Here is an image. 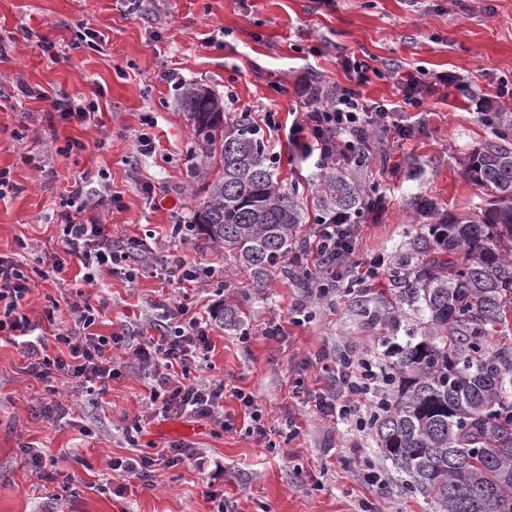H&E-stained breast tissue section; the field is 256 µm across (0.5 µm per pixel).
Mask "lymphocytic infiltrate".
<instances>
[{"label":"lymphocytic infiltrate","instance_id":"1","mask_svg":"<svg viewBox=\"0 0 512 512\" xmlns=\"http://www.w3.org/2000/svg\"><path fill=\"white\" fill-rule=\"evenodd\" d=\"M350 75L347 85L337 87L331 101L324 106L308 105L294 112L290 126H283L278 112L268 110L262 122L270 133L287 130V138L305 159L322 168L339 162L351 149L371 151V134L382 128L400 135H409V128L397 121V107L388 101L364 97L362 86L367 82L369 65L358 59L347 60ZM358 220H346L344 215L318 216L307 250L314 258L313 267L321 292L341 282L343 272L350 267L357 241ZM64 251L79 258L86 284H94V273L102 267L112 273L133 277L135 254L130 245L113 240L105 225L97 219H82L65 214L61 228ZM31 278L26 268L13 259L0 255V334L10 336L28 362L30 375L41 378L57 372L75 380L79 388L105 394L112 377L117 374L112 365L113 350L122 348L121 334L97 336L90 328L96 321L91 305L75 306L74 324L62 341L65 354L50 355L46 343L36 333V327L19 308L32 293ZM182 322L163 329L159 340H148L135 349L134 355L151 364L158 373L157 387L150 393L159 404L160 414L214 417L223 412L225 397L239 401L249 413V432L258 440L268 437L262 413L252 394L223 381L197 379L209 352L208 322L192 313L187 305H178ZM386 376L377 356L365 353L359 357H343L336 364V390L350 395L351 404L334 406L327 398L315 400L319 413L339 410L352 417L357 426H365L368 410L381 408L385 402Z\"/></svg>","mask_w":512,"mask_h":512}]
</instances>
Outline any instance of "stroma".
Segmentation results:
<instances>
[{
  "label": "stroma",
  "instance_id": "1",
  "mask_svg": "<svg viewBox=\"0 0 512 512\" xmlns=\"http://www.w3.org/2000/svg\"><path fill=\"white\" fill-rule=\"evenodd\" d=\"M350 56L375 70L362 87L368 99L401 100L390 63L432 89L421 109L404 113L415 135L383 139L386 159L352 170L360 183L388 190L385 209L359 227L351 258L379 261L371 287L310 299L306 261L286 260L258 278L198 232L183 251L215 267L211 285H168L161 264L170 226L194 223L205 198L202 161L179 105L183 86L197 83L220 97L233 88L238 101L225 104L226 116L243 105L257 121L265 110L310 104L314 87L345 84ZM502 80L512 82V0H0V169L17 185L0 198V254L36 270L62 253L59 225L78 181L89 206L122 191L123 208L97 215L113 238L146 242L134 280L105 269L96 287H86L79 260L69 256L58 281L36 280L23 308L53 355L65 349L59 337L79 292L96 314L92 333H124L127 349L115 355L119 374L104 397L62 376L36 379L20 350L0 340V512H215L214 491L228 512H356L364 499L376 512H437L406 491L405 475L380 452L372 429L318 413L295 397L293 379L303 375L310 390L327 391L336 353L383 352L396 306L388 273L435 221L414 210L416 199L443 212L486 207L490 196L464 178L462 159L492 138L485 114L512 111V100L495 96ZM90 95L99 107L95 127L62 119L46 103ZM148 117L155 149L144 153L136 138ZM69 142L74 149L63 154ZM277 150L284 185L311 192L312 162L288 142ZM179 301L200 313L236 310V325L211 324L199 375L253 394L270 429L294 418L296 439L264 447L247 435L249 417L228 397L232 429L150 416L129 443L135 416L150 415L157 379L129 350L159 336ZM301 302L310 317L299 324L291 311ZM273 322L282 334L270 339L262 331ZM174 442L187 449L174 466L142 477L111 467ZM31 450L55 466L30 465ZM360 456L384 468L385 486L362 482Z\"/></svg>",
  "mask_w": 512,
  "mask_h": 512
}]
</instances>
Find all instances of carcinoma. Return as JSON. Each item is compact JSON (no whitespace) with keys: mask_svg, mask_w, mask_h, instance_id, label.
<instances>
[{"mask_svg":"<svg viewBox=\"0 0 512 512\" xmlns=\"http://www.w3.org/2000/svg\"><path fill=\"white\" fill-rule=\"evenodd\" d=\"M206 177L196 225L261 274L289 257L310 217L296 187L278 178L248 115L224 122V104L184 88ZM496 140L468 152L464 175L493 194L468 216L441 213L391 270L397 303L428 314L408 339L384 341L394 399L371 421L378 448L409 478L406 491L439 512H512V345L487 350L512 311V118L495 114ZM367 190L338 163L317 178L316 206L355 216Z\"/></svg>","mask_w":512,"mask_h":512,"instance_id":"carcinoma-1","label":"carcinoma"}]
</instances>
